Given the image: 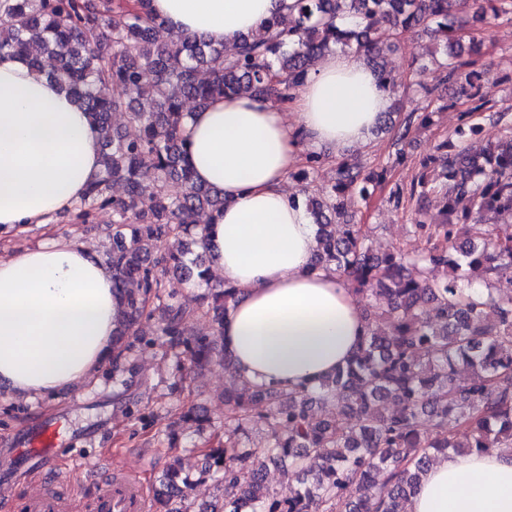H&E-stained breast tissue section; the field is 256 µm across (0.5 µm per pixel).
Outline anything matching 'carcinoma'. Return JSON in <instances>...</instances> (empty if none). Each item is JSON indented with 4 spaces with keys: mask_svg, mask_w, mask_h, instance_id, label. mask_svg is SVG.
Instances as JSON below:
<instances>
[{
    "mask_svg": "<svg viewBox=\"0 0 512 512\" xmlns=\"http://www.w3.org/2000/svg\"><path fill=\"white\" fill-rule=\"evenodd\" d=\"M295 0L283 26L273 18L263 35L215 46L175 35L151 13L150 0L113 7L112 0H0V55L48 73L95 125L102 143L103 173L80 202L88 222L96 209H112L108 268L121 321L112 336V371L120 369L128 337L154 334L181 344L184 323L211 321L221 335L238 290L217 283L196 308L166 290V279L208 282L209 268L189 258L209 226L224 212V192L194 181L186 161L185 104L202 109L239 94L276 96L286 103L315 61L336 48L367 61L388 89L383 64L397 35L426 33L444 43L441 81L456 85L483 109L487 90L461 59L464 35L487 15L512 12V0ZM126 118L113 126L112 114ZM428 116L409 113L393 126L399 145ZM481 127L466 119L455 130L458 150L428 163L408 194L415 214L439 201L438 218L415 225L419 252L400 246L372 252L370 228L345 221L354 196L365 197L368 176L358 163H343L333 184L302 188L316 224L315 265L333 269L361 298L367 330L347 359L313 388L294 390L248 384L232 377L224 388V428L205 457L224 470V512H406L422 474L455 453L512 451V236L481 223L494 212L512 219V135L488 144L482 156L466 141ZM119 182L124 195L108 194ZM181 185L172 194L171 183ZM145 197L152 205L144 210ZM173 246L157 255L153 244ZM442 268L438 278L430 269ZM212 341L186 344L187 374L214 362ZM470 375L458 376L459 366ZM322 407L345 416L324 418ZM427 417L430 432L421 433ZM265 435L263 446L239 441L245 428ZM288 461L295 480L283 497L265 480L266 464ZM177 455L154 491L164 512L184 500L188 479Z\"/></svg>",
    "mask_w": 512,
    "mask_h": 512,
    "instance_id": "carcinoma-1",
    "label": "carcinoma"
}]
</instances>
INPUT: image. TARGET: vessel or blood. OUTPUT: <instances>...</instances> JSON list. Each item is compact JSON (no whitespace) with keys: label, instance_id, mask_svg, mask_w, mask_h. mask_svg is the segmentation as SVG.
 Returning <instances> with one entry per match:
<instances>
[{"label":"vessel or blood","instance_id":"b4317fda","mask_svg":"<svg viewBox=\"0 0 512 512\" xmlns=\"http://www.w3.org/2000/svg\"><path fill=\"white\" fill-rule=\"evenodd\" d=\"M59 438V425L49 423L30 442L38 469L32 476L34 490L23 503L25 512H149L148 494L131 472L104 475L96 496H79L73 484L54 472Z\"/></svg>","mask_w":512,"mask_h":512}]
</instances>
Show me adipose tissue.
Masks as SVG:
<instances>
[{
    "label": "adipose tissue",
    "mask_w": 512,
    "mask_h": 512,
    "mask_svg": "<svg viewBox=\"0 0 512 512\" xmlns=\"http://www.w3.org/2000/svg\"><path fill=\"white\" fill-rule=\"evenodd\" d=\"M292 0H151L174 31L233 45L286 14ZM389 92L360 59L327 54L288 105L219 98L185 120L197 182L223 191L204 240L220 279L238 288L224 349L250 382L294 389L335 372L366 321L335 271L314 266L315 228L285 190L304 144H367ZM97 131L58 83L0 58V230L48 224L101 171ZM119 319L112 274L68 238L0 258V385L28 399L89 381L112 358ZM410 512H512V454H449L422 476Z\"/></svg>",
    "instance_id": "ef3b65f1"
}]
</instances>
